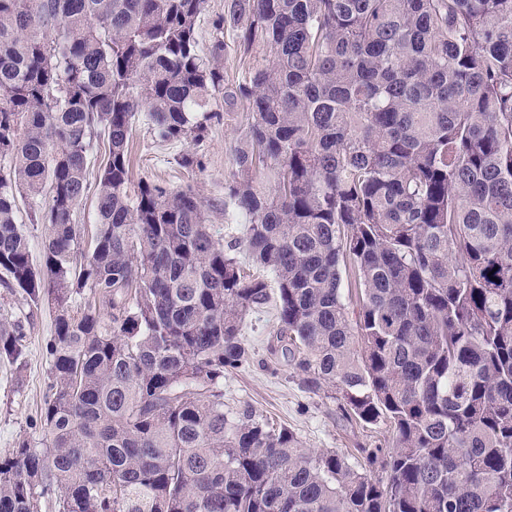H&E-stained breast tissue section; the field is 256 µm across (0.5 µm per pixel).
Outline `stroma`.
<instances>
[{
	"label": "stroma",
	"instance_id": "1",
	"mask_svg": "<svg viewBox=\"0 0 512 512\" xmlns=\"http://www.w3.org/2000/svg\"><path fill=\"white\" fill-rule=\"evenodd\" d=\"M240 136L237 118L212 124L197 153L202 169L187 171L174 158L187 151L183 142H157L144 123H136L129 141L130 180H149L171 188L193 186L203 198L209 224L224 238L240 235L242 219L224 216V178L232 168L233 148ZM0 316L22 325L24 355L21 364L0 359V457L9 456L20 439H44L40 410L48 384L45 345L53 334L51 304L32 305L18 288L0 284ZM275 321L271 313L250 316L244 329L254 352L250 366L224 377V403L236 410L251 407L269 421L288 426L304 446L351 455L360 445L386 443V427L366 428L344 420L334 400L312 394L293 376L286 359L271 352Z\"/></svg>",
	"mask_w": 512,
	"mask_h": 512
}]
</instances>
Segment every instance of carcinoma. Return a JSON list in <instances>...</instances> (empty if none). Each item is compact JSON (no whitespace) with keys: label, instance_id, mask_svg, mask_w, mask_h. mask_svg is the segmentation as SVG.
<instances>
[{"label":"carcinoma","instance_id":"obj_1","mask_svg":"<svg viewBox=\"0 0 512 512\" xmlns=\"http://www.w3.org/2000/svg\"><path fill=\"white\" fill-rule=\"evenodd\" d=\"M204 4L0 0V280L55 308L45 440L0 458V512H512V0H227L218 30L264 51L230 85ZM218 92L227 244L191 187L127 190L136 116L197 146ZM270 306L302 386L389 428L356 449L381 476L224 410ZM107 154L108 143L106 140L104 141L101 139L96 143L94 148V158L92 159L90 166V172H92V174L89 176V189L78 209L79 223L85 224L88 229V234H86L85 241L82 243V247L85 250L89 248L91 233L93 232L95 224H97L95 212V196L97 189L96 175L100 165H102L106 160Z\"/></svg>","mask_w":512,"mask_h":512}]
</instances>
